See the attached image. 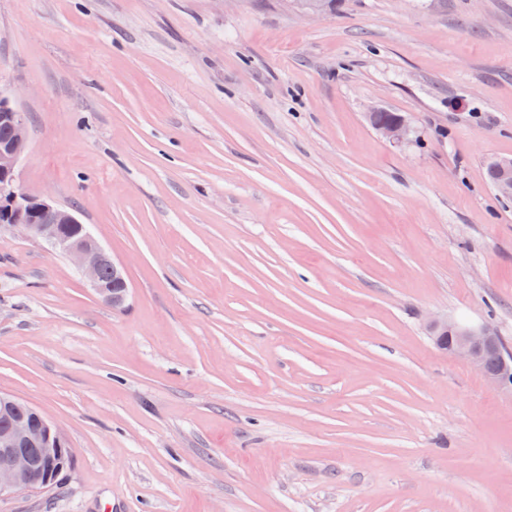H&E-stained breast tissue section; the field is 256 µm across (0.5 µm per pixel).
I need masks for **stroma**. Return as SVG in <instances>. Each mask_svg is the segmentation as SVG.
I'll use <instances>...</instances> for the list:
<instances>
[{"label":"stroma","mask_w":512,"mask_h":512,"mask_svg":"<svg viewBox=\"0 0 512 512\" xmlns=\"http://www.w3.org/2000/svg\"><path fill=\"white\" fill-rule=\"evenodd\" d=\"M0 88L131 287L0 230V393L69 442L0 512H512V390L428 330L512 349V0H0ZM386 112L391 111L382 107H373L369 111L368 117L372 127L392 143L401 144L409 142L414 133V128L409 118L396 113L387 119H380L379 115ZM493 169L492 189L502 199L512 200V157L495 158ZM429 330L434 344L446 354L468 360L493 388L512 387V354L504 352L500 336L488 325L470 326L434 318ZM498 355L494 369L488 367L490 353Z\"/></svg>","instance_id":"stroma-1"}]
</instances>
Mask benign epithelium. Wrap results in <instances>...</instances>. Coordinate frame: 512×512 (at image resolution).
<instances>
[{
	"label": "benign epithelium",
	"instance_id": "7a95c632",
	"mask_svg": "<svg viewBox=\"0 0 512 512\" xmlns=\"http://www.w3.org/2000/svg\"><path fill=\"white\" fill-rule=\"evenodd\" d=\"M308 14L330 11L332 0H292ZM16 94L0 89V225L25 236L41 239L64 254L86 280L95 295L114 310L126 306L130 286L124 269L82 223L73 210L25 191L18 178V163L28 148L27 114L15 102ZM374 107L368 117L372 127L397 144L411 140L414 128L404 115ZM491 187L496 194L512 200V157L493 162ZM429 330L434 344L446 354L468 360L493 388L512 386V354L504 352L497 332L488 325L470 326L434 318ZM498 355L495 368L488 367L490 353ZM15 398L0 394V413L10 421L0 427V496L16 491L44 488L54 482L67 466L69 443L37 410L28 415L13 414Z\"/></svg>",
	"mask_w": 512,
	"mask_h": 512
}]
</instances>
